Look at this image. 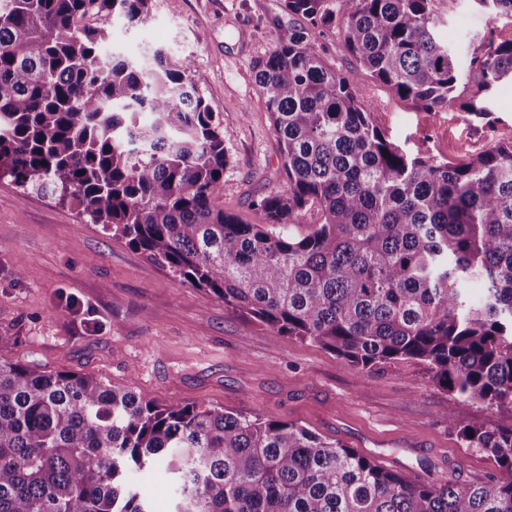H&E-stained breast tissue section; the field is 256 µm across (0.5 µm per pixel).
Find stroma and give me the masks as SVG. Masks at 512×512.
<instances>
[{
	"instance_id": "stroma-1",
	"label": "stroma",
	"mask_w": 512,
	"mask_h": 512,
	"mask_svg": "<svg viewBox=\"0 0 512 512\" xmlns=\"http://www.w3.org/2000/svg\"><path fill=\"white\" fill-rule=\"evenodd\" d=\"M452 10L448 42L486 34L512 39L472 0ZM289 16L283 0H152L151 16L114 22V48L148 47L189 59L224 135L228 163L220 202L254 223L257 197L283 190L281 155L253 66ZM360 96L374 123L406 152L459 162L512 142V84L495 121L452 104L427 112L372 79ZM0 357L129 386L155 403L177 399L305 426L414 481L475 484L494 477L485 454L448 426V393L418 363L358 370L321 346L243 319L213 294L180 281L142 252L82 223L49 195L20 194L0 179Z\"/></svg>"
}]
</instances>
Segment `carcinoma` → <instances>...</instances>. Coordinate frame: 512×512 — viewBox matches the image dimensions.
Here are the masks:
<instances>
[{"instance_id":"1","label":"carcinoma","mask_w":512,"mask_h":512,"mask_svg":"<svg viewBox=\"0 0 512 512\" xmlns=\"http://www.w3.org/2000/svg\"><path fill=\"white\" fill-rule=\"evenodd\" d=\"M151 2L0 0V178L353 368L424 365L449 427L501 476L416 482L296 424L3 359L0 512H153L134 482L148 464L174 482V512H512V426L457 409L512 412V143L457 163L411 155L360 98L369 76L417 108L488 118L512 40L448 46L437 0H284L296 22L255 81L285 189L247 224L217 203L228 156L190 61L102 52L111 21L144 23ZM475 2L512 20V0ZM333 29L347 74L320 50ZM461 408L467 414L472 426H511L512 424V413L510 412L497 411L496 409H489L482 405H471Z\"/></svg>"}]
</instances>
